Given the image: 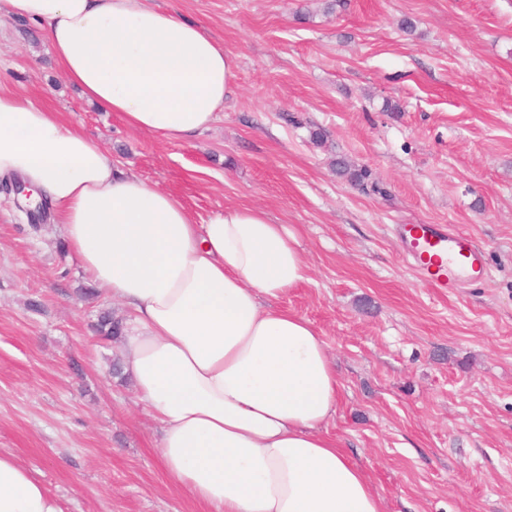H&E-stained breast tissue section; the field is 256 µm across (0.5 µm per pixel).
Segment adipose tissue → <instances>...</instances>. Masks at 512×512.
Segmentation results:
<instances>
[{"mask_svg":"<svg viewBox=\"0 0 512 512\" xmlns=\"http://www.w3.org/2000/svg\"><path fill=\"white\" fill-rule=\"evenodd\" d=\"M43 26L66 79L140 132L186 140L224 107L236 57L148 0H0ZM52 203L103 299L126 305L119 355L161 426L162 464L208 512H384L323 432L341 384L318 331L275 300L307 281L296 235L231 207L196 223L55 113L0 92V176ZM0 512H64L0 450Z\"/></svg>","mask_w":512,"mask_h":512,"instance_id":"ef3b65f1","label":"adipose tissue"}]
</instances>
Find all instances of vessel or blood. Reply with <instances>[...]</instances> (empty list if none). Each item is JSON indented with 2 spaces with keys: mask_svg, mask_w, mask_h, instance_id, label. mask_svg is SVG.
Wrapping results in <instances>:
<instances>
[{
  "mask_svg": "<svg viewBox=\"0 0 512 512\" xmlns=\"http://www.w3.org/2000/svg\"><path fill=\"white\" fill-rule=\"evenodd\" d=\"M399 231L417 270L437 287L487 277L485 254L472 237L440 224H403Z\"/></svg>",
  "mask_w": 512,
  "mask_h": 512,
  "instance_id": "b4317fda",
  "label": "vessel or blood"
}]
</instances>
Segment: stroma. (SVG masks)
<instances>
[{"label": "stroma", "instance_id": "35a3bbf8", "mask_svg": "<svg viewBox=\"0 0 512 512\" xmlns=\"http://www.w3.org/2000/svg\"><path fill=\"white\" fill-rule=\"evenodd\" d=\"M152 2L237 57L223 109L190 140L89 101L40 26L7 15L0 90L78 126L197 223L256 207L297 233L309 278L276 305L325 340L341 396L324 430L385 512H512V0ZM339 158L368 178L336 175ZM399 224L470 235L488 278L434 287ZM89 285L54 214L33 232L1 191L0 449L65 512H205L170 482L131 378L112 373L118 344L96 337L100 313L125 307L82 299Z\"/></svg>", "mask_w": 512, "mask_h": 512}]
</instances>
